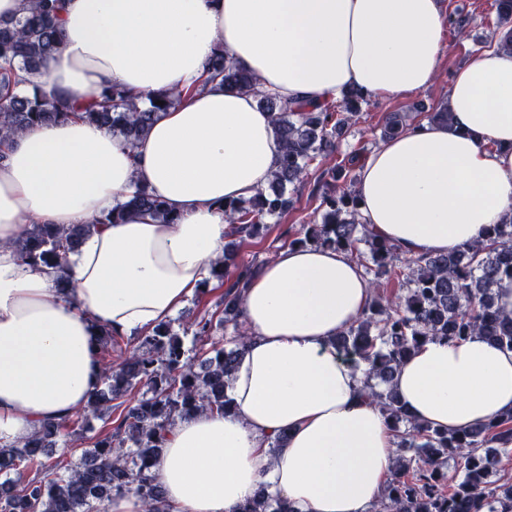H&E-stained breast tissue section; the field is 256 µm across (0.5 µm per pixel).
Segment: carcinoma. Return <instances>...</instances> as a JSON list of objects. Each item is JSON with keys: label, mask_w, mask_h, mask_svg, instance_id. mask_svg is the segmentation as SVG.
<instances>
[{"label": "carcinoma", "mask_w": 512, "mask_h": 512, "mask_svg": "<svg viewBox=\"0 0 512 512\" xmlns=\"http://www.w3.org/2000/svg\"><path fill=\"white\" fill-rule=\"evenodd\" d=\"M34 6L18 18L0 20V136L9 137L31 127L64 121L76 112L68 100L48 101L37 85L15 91L18 74L35 78L62 45L58 29L60 0H33ZM498 49H512V0H497ZM218 81L240 91L254 90L252 75L214 55L206 82ZM161 104H156V101ZM175 97H149L143 106L117 87H105L88 97L82 118L98 124L132 145L145 136L159 112ZM363 97L346 94L336 102L316 106H290L276 97H259L271 113L283 144L278 168L263 191L250 199L231 202L228 237L256 238L267 220L288 210L292 198L286 188L308 179L310 171L337 152L336 139L358 123ZM411 124L399 112L390 113L382 128L387 140ZM365 149L345 154L339 173L351 174L364 160ZM143 211L162 224L177 218L166 204L143 187L131 199L88 224H31L15 242L21 260L32 267L58 266L63 255L76 251L97 224H117L127 212ZM294 244L344 250L364 266L371 301L366 311L336 336V348L348 359L368 365L370 395L392 422L397 448L396 466L370 512H512V476L500 473L501 457L512 453V412L466 431H447L422 425L409 417L397 397L382 385L390 382L397 366L425 340L456 342L474 334L512 350V311L496 303L494 287L512 278V220L492 224L464 249L448 254L404 257L396 245L378 238L359 220L358 203L349 184L328 183L318 196L311 223L302 227ZM365 245L362 252L359 245ZM259 265L241 263L235 243L229 242L224 259L212 264V277L230 281L224 293V342L211 340L214 315L204 313L191 327L178 333L171 322L156 325L138 340L118 363L112 348L119 335L99 327L103 363L101 387L91 396L87 412L105 419L111 402L136 389L141 398L125 406L112 431L96 438L93 449L79 463L64 467L43 459L44 449L56 445L62 431H86L87 418L46 421L19 446L0 447V512H102L112 495L133 492L146 512H160L162 492L149 474L176 421L198 410L224 413L231 405L228 378L249 338L243 321L241 293ZM392 280L399 293H381L382 281ZM192 335L191 349L183 337ZM453 471H448V461ZM46 473L43 480L21 483L10 475L28 469ZM240 512H291L280 499L260 490Z\"/></svg>", "instance_id": "cac0c4a2"}]
</instances>
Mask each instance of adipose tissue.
<instances>
[{
	"label": "adipose tissue",
	"instance_id": "1",
	"mask_svg": "<svg viewBox=\"0 0 512 512\" xmlns=\"http://www.w3.org/2000/svg\"><path fill=\"white\" fill-rule=\"evenodd\" d=\"M62 47L37 80L50 99L104 86L177 93L135 144L73 117L0 142V446L86 407L99 326L131 337L169 320L224 255L225 203L268 186L282 145L256 92L205 83L216 52L285 102L425 90L445 51L444 0H63ZM451 124L423 118L362 162L360 220L407 256L451 253L512 217V50L448 85ZM176 215L98 218L137 187ZM95 228L63 267L13 247L32 224ZM371 298L342 250L287 246L242 295L250 330L232 408L179 419L151 475L164 512H238L259 486L292 512H368L395 468L394 433L335 338ZM391 385L417 421L451 431L512 411V350L474 335L427 341ZM284 445L271 449L277 435Z\"/></svg>",
	"mask_w": 512,
	"mask_h": 512
}]
</instances>
